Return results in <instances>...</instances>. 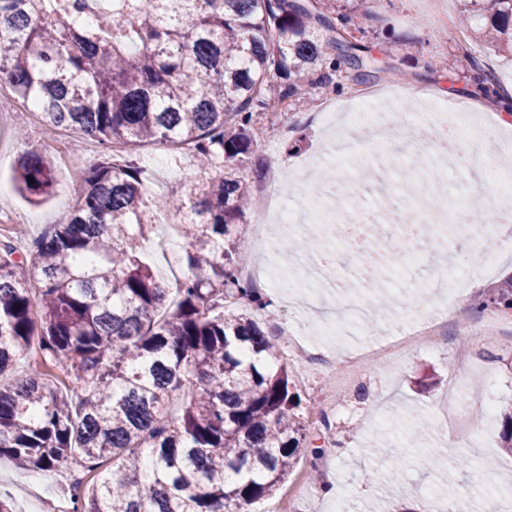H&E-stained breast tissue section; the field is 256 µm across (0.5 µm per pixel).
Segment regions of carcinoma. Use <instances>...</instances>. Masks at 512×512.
<instances>
[{
    "mask_svg": "<svg viewBox=\"0 0 512 512\" xmlns=\"http://www.w3.org/2000/svg\"><path fill=\"white\" fill-rule=\"evenodd\" d=\"M81 0L49 12L44 0H0V83L36 109L45 130L78 131L104 156L84 171L69 215L32 244L0 243V457L26 470H96L73 512H252L293 470L306 441L293 366L246 313L263 309L240 276L251 190L239 164L256 115L329 84L344 65L369 78L375 60L308 0ZM478 40L512 53V0H463ZM486 97L507 94L480 67ZM193 149L190 193L152 196L116 145ZM19 191L41 202L51 161L27 151ZM181 216L188 273L169 286L140 259L154 212ZM512 313V277L475 302ZM37 345L41 361L20 372ZM512 454V400L500 412Z\"/></svg>",
    "mask_w": 512,
    "mask_h": 512,
    "instance_id": "obj_1",
    "label": "carcinoma"
}]
</instances>
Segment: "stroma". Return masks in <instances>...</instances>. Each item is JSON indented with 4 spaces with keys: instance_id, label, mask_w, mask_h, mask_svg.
Listing matches in <instances>:
<instances>
[{
    "instance_id": "stroma-1",
    "label": "stroma",
    "mask_w": 512,
    "mask_h": 512,
    "mask_svg": "<svg viewBox=\"0 0 512 512\" xmlns=\"http://www.w3.org/2000/svg\"><path fill=\"white\" fill-rule=\"evenodd\" d=\"M450 14L441 23L423 11L421 0H333L337 11L366 9L357 44L364 56L374 58L379 71L362 83L376 112L395 119L387 147L370 148L368 154L341 166L327 163L336 139L346 130L343 114L358 104L349 91L334 86H311L305 101L290 102L283 118L284 129L276 140L266 137L267 113L256 119L253 151L240 167L251 189L268 200L280 194L283 206L297 207L299 186L284 187L275 175L285 171L309 172L311 180H322L331 190L330 208L345 220L358 218L376 225L373 246L385 251L377 288L354 287L349 271L355 260L341 254L335 275L310 295H284L274 312L255 313L267 335L279 338L285 357L293 365V381L302 402L299 416H306L314 402L335 391V377L348 353L369 344H382L409 332L434 311L426 299L429 285L441 270L468 275L465 293L452 298L470 333L457 326L445 333L452 346L472 353L473 366L461 368L446 352L414 348L396 354L381 365H366L365 391L356 395L336 393V408L327 417L336 432V444L324 446L318 428L307 427L308 447L302 450L287 481L257 503L253 512L292 505L294 512H422V489H431L443 501H470L473 512H486L489 499L512 506V484L498 482V474L512 473V456L499 446L501 418L485 414L476 403V393L487 380H494L495 404L512 399V332L494 344L478 340L481 313L473 306L478 294L512 272V252L502 254L492 273L482 274L487 254L473 231L480 221L474 198L480 186L493 187L512 177V150L504 151L512 124V111L496 108L480 111L471 80L473 61L493 66L506 93L512 96V56L490 52L473 32L457 22L460 0H447ZM456 109L463 138L452 165L440 166L428 183L437 188L431 201L446 208L447 239L442 245L430 241L403 242L400 227L406 222L413 194L400 179L408 162L427 155L426 138L441 113ZM416 121L418 140L407 137L409 121ZM34 150L53 164L55 184L42 204H31L15 189L14 161L19 153ZM101 147L83 134L62 129L47 135L37 113L17 112L0 128V205L9 219L0 222V242L11 240L18 253H28L34 239L68 214L81 189V171L96 163ZM118 161L133 160L143 171L151 194L187 191L196 174L189 147L148 145L133 153L116 152ZM178 216L168 214L153 226L142 245L141 259L169 284L185 272L181 258L188 248L178 236ZM354 303L375 305L380 310L372 321V334L345 327L338 346L328 348V364L303 362L293 349V334L313 339L318 323L339 319ZM456 402L466 421L447 447H440L443 412ZM391 431L392 446L385 454L364 455L370 439ZM323 446L321 458H313L312 447ZM438 447L444 459L436 470L420 458L425 446ZM10 459H0V488L12 495L18 512H39L43 503L66 496L65 475L38 473L41 495L37 498L17 491L16 485L30 478ZM336 486L335 495H325L323 485Z\"/></svg>"
}]
</instances>
